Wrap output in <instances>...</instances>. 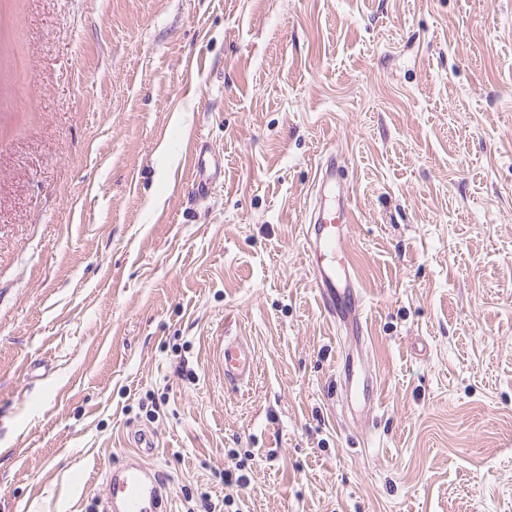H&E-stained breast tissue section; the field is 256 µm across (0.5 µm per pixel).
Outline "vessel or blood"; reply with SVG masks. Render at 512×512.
Listing matches in <instances>:
<instances>
[{
    "instance_id": "b4317fda",
    "label": "vessel or blood",
    "mask_w": 512,
    "mask_h": 512,
    "mask_svg": "<svg viewBox=\"0 0 512 512\" xmlns=\"http://www.w3.org/2000/svg\"><path fill=\"white\" fill-rule=\"evenodd\" d=\"M191 161L192 192L198 197L205 196L212 183L223 177L224 165L201 143L193 144ZM339 168L340 163L332 154L319 163L316 201L301 233L312 281L329 323L343 327L352 339L362 342L368 328L361 317L363 297L349 248L353 221L350 193L348 187L337 182ZM254 367L255 353L244 340L235 337L221 344L218 369L225 384H243L251 378ZM341 390L348 405L361 413L379 401L377 385L350 362L342 366ZM111 481L117 512H159L163 502L161 478L145 464L115 468Z\"/></svg>"
}]
</instances>
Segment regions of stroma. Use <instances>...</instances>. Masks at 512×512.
Listing matches in <instances>:
<instances>
[{"label": "stroma", "mask_w": 512, "mask_h": 512, "mask_svg": "<svg viewBox=\"0 0 512 512\" xmlns=\"http://www.w3.org/2000/svg\"><path fill=\"white\" fill-rule=\"evenodd\" d=\"M330 153L361 419L300 230ZM141 429L167 512H512V0H0V512H104ZM191 162L193 163L194 178L192 180V193L197 197L208 194L212 183L224 177V164L215 158L204 144L194 143L191 149ZM255 367V352L241 338L224 339L218 355V369L224 383L238 386L248 381ZM342 394L345 396L349 407L354 410L358 415H361L367 410H370L379 401L378 387L368 377L362 376L348 360L346 355L342 366Z\"/></svg>", "instance_id": "1"}]
</instances>
